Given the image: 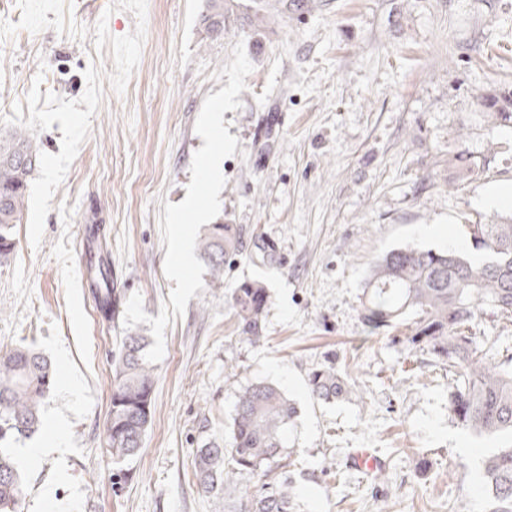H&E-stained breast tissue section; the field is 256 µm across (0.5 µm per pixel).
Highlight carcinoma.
Here are the masks:
<instances>
[{
  "label": "carcinoma",
  "mask_w": 512,
  "mask_h": 512,
  "mask_svg": "<svg viewBox=\"0 0 512 512\" xmlns=\"http://www.w3.org/2000/svg\"><path fill=\"white\" fill-rule=\"evenodd\" d=\"M299 9L297 0H205L200 24L205 37L224 35L226 20L243 16L252 27L268 24L279 14ZM493 124L512 127V87L480 96ZM42 152L21 129L0 130V266L8 263L15 247L14 229L21 222L28 183L40 165ZM463 177L480 172L481 160L466 151L455 156ZM475 255L453 249L395 248L372 266L361 302L360 321L376 334L405 325L406 342L428 353L448 370L449 410L462 427L480 435L512 434V358L492 363L469 323L487 306L512 318V219L469 224ZM88 244L97 259L88 267L89 285L97 308L108 321L120 316L121 291L115 287L112 259L102 248L99 224L85 227ZM201 255L215 278L224 277V260L243 254L241 230L218 221L208 225L199 242ZM270 293L259 281L234 289L232 310L246 339L262 341ZM146 339L138 334L119 337L112 350L114 380L111 409L106 422L112 454V486L127 479L128 465L138 455L152 423L154 368L147 360ZM51 364L30 346L0 350V512H21L26 487L10 450L4 443L27 437L44 427L42 405L52 388ZM353 384L348 374L329 361L308 376L311 396L330 402L346 397ZM297 407L277 384L252 382L242 388L234 414L225 427L224 445L214 442L196 450L193 459L197 485L214 493L243 472L258 478L243 512H298L299 503L288 475L290 451L284 445ZM484 488L492 512H512V447L499 448L482 461Z\"/></svg>",
  "instance_id": "obj_1"
}]
</instances>
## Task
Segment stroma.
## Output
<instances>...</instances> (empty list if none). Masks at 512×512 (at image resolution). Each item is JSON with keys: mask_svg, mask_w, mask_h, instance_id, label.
Listing matches in <instances>:
<instances>
[{"mask_svg": "<svg viewBox=\"0 0 512 512\" xmlns=\"http://www.w3.org/2000/svg\"><path fill=\"white\" fill-rule=\"evenodd\" d=\"M310 4L209 39L202 0H0V129L28 130L43 154L0 267V348L32 346L77 382L54 387L44 429L13 443L49 447L19 465L22 512L244 501L256 477L205 494L192 461L223 443L239 389L258 380L296 403L288 473L301 512H490L481 461L512 436L458 425L447 373L404 329L366 335L359 312L387 251L443 249L422 232L439 224L468 253L467 225L502 215L482 197L512 183V128L479 98L512 84V0ZM463 149L486 162L469 179L454 164ZM220 219L239 225L245 250L218 284L198 239ZM93 221L124 293L115 324L87 281ZM253 280L271 294L257 345L230 308ZM470 329L496 360L512 356V319L482 308ZM128 332L146 337L156 383L152 425L116 491L105 426L112 350ZM331 355L354 390L324 403L307 380ZM360 448L384 460L383 482L353 463Z\"/></svg>", "mask_w": 512, "mask_h": 512, "instance_id": "35a3bbf8", "label": "stroma"}]
</instances>
